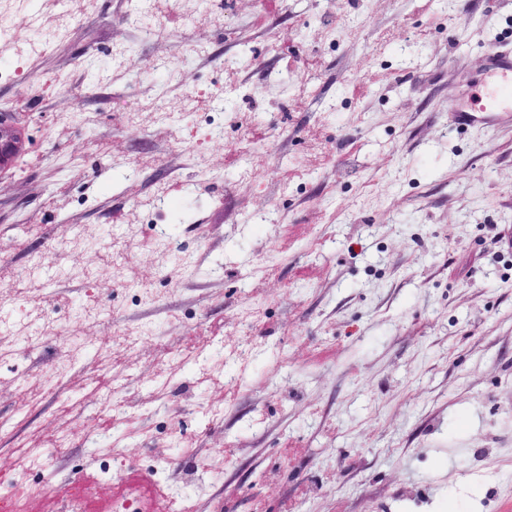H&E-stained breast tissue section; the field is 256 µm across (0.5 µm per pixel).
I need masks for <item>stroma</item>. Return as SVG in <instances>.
<instances>
[{"mask_svg": "<svg viewBox=\"0 0 512 512\" xmlns=\"http://www.w3.org/2000/svg\"><path fill=\"white\" fill-rule=\"evenodd\" d=\"M1 14L38 26L0 52V111L36 139L0 172V345L17 350L0 420L25 413L0 431V471L37 445L49 488L96 483L108 428L113 479L152 480L141 512H512V113L451 112L512 54V0H95L63 27L47 0ZM191 42L208 56L183 55ZM212 90L230 108L125 120ZM211 124L223 140L177 136ZM68 226L83 251L32 270ZM90 267L112 274L92 296ZM140 328L155 338L129 345ZM144 112L154 113L158 121L169 119L172 114V112L168 111L166 103L163 100L159 98H148L140 101L128 111L125 116L126 121L129 124H136Z\"/></svg>", "mask_w": 512, "mask_h": 512, "instance_id": "obj_1", "label": "stroma"}]
</instances>
